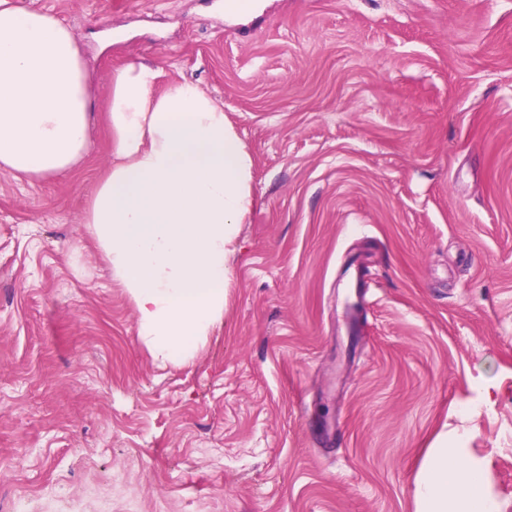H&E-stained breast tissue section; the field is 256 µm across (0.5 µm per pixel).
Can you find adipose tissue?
<instances>
[{"label":"adipose tissue","instance_id":"obj_1","mask_svg":"<svg viewBox=\"0 0 512 512\" xmlns=\"http://www.w3.org/2000/svg\"><path fill=\"white\" fill-rule=\"evenodd\" d=\"M158 68L113 71L112 160L84 213L111 275L131 296L159 364H183L224 316L252 160L224 110L190 81L155 91ZM93 112L75 33L0 0V170L68 172L89 147ZM413 512H503L483 459L440 436L412 482Z\"/></svg>","mask_w":512,"mask_h":512}]
</instances>
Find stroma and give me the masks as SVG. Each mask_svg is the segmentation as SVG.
<instances>
[{
	"instance_id": "1",
	"label": "stroma",
	"mask_w": 512,
	"mask_h": 512,
	"mask_svg": "<svg viewBox=\"0 0 512 512\" xmlns=\"http://www.w3.org/2000/svg\"><path fill=\"white\" fill-rule=\"evenodd\" d=\"M16 2L95 110L69 172L0 171V512H412L444 430L512 512V0ZM133 59L253 159L224 318L166 367L83 222Z\"/></svg>"
}]
</instances>
